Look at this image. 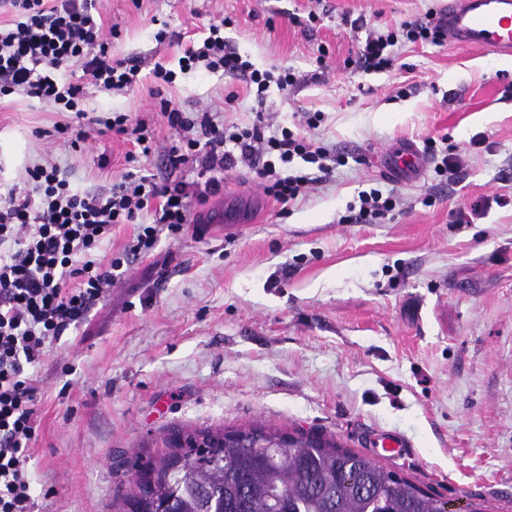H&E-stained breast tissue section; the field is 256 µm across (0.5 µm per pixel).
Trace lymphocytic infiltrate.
<instances>
[{
  "label": "lymphocytic infiltrate",
  "instance_id": "lymphocytic-infiltrate-1",
  "mask_svg": "<svg viewBox=\"0 0 512 512\" xmlns=\"http://www.w3.org/2000/svg\"><path fill=\"white\" fill-rule=\"evenodd\" d=\"M0 1L15 11L9 24L0 25V100L21 94L69 114L55 131L71 148L87 138L73 128L85 119L98 134L132 137L143 153H150L153 134L144 122H131L119 112L92 116L85 107V84L127 91L139 72L138 64L113 59L94 0ZM402 39L439 44L445 34L429 16L403 22L397 33H369L358 47L362 68L391 69ZM202 69L247 78L260 101L270 85L284 91L295 82L290 71L275 75L253 68L227 44L220 23L209 24L204 37L184 48L178 69L158 64L154 75L164 86ZM160 115L180 132L168 151L169 165L195 163L201 188L129 172L107 190L81 191L47 157L26 168L22 185L0 195V512L35 508L28 471L38 428L40 386L34 372L49 344L87 321L124 264L153 251L161 234L187 232L192 199L222 189L221 173L238 164H247L266 195L285 207L321 183L340 161L320 141L284 126L270 131L259 121L233 128L212 112L186 115L169 99L161 100ZM297 158L310 164V172L291 171ZM132 222L138 229L123 251L101 257L113 226Z\"/></svg>",
  "mask_w": 512,
  "mask_h": 512
}]
</instances>
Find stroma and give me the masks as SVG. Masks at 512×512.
<instances>
[{
	"instance_id": "stroma-1",
	"label": "stroma",
	"mask_w": 512,
	"mask_h": 512,
	"mask_svg": "<svg viewBox=\"0 0 512 512\" xmlns=\"http://www.w3.org/2000/svg\"><path fill=\"white\" fill-rule=\"evenodd\" d=\"M442 2L97 0L117 31L113 57L141 70L129 92L88 87L87 108L148 122L157 150L133 162L125 137L91 126L75 151L49 136L65 114L23 95L0 102V186L46 155L81 191L128 171L192 180L167 164L179 135L157 112L152 69L176 67L189 38L223 19L233 48L256 67H290L295 84L270 87L260 104L243 78L197 72L165 97L241 127L317 112L313 137L345 155L285 214L247 167L225 172L193 209L207 216L226 199L237 222L161 235L79 331L50 345L31 448L36 512H123L134 466L167 454L173 431L251 426L320 434L369 457L372 436L394 433L411 452L380 466L430 494L512 512V59L401 42L393 70L352 63L368 30ZM429 137L438 155L462 158L457 175L430 159L418 174H389L386 158ZM373 189L393 194L395 209L341 223ZM476 202L481 215L456 223V207Z\"/></svg>"
}]
</instances>
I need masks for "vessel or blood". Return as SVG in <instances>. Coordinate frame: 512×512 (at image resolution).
I'll return each instance as SVG.
<instances>
[{
    "label": "vessel or blood",
    "instance_id": "obj_1",
    "mask_svg": "<svg viewBox=\"0 0 512 512\" xmlns=\"http://www.w3.org/2000/svg\"><path fill=\"white\" fill-rule=\"evenodd\" d=\"M436 21L450 41L512 57V0H448Z\"/></svg>",
    "mask_w": 512,
    "mask_h": 512
}]
</instances>
